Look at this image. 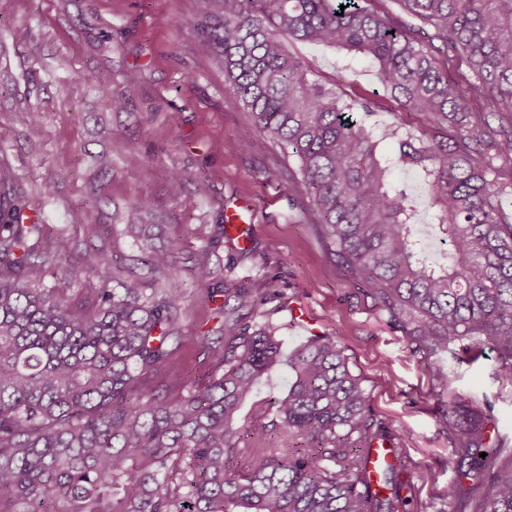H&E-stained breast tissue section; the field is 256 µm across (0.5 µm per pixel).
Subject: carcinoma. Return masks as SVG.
I'll list each match as a JSON object with an SVG mask.
<instances>
[{
	"mask_svg": "<svg viewBox=\"0 0 512 512\" xmlns=\"http://www.w3.org/2000/svg\"><path fill=\"white\" fill-rule=\"evenodd\" d=\"M210 0L198 23L217 55L225 88L256 127L297 161L313 201L303 221L335 246L344 279L405 334L411 352L438 364L489 345L512 380V215L501 198L512 182V0ZM345 9H340V6ZM360 54L417 133L390 156L392 124L372 123L374 99L356 105L308 76L284 38ZM438 130L443 139L428 138ZM401 167L427 189L433 223L448 240L431 263L417 231L418 204L391 182ZM0 173V512H403L406 464L389 421L377 415L363 378L335 336H317L288 356L287 395L239 412L282 359L280 342L256 321L264 298L224 278L208 289L224 318V346L207 383L175 374L170 396L145 379L168 361L180 290L172 255L142 246L151 284L116 256L94 250L49 287L30 278L45 225ZM96 280L92 305L70 300ZM447 467L461 482L459 512H512V447L449 408ZM280 437L271 446L270 432ZM390 461L368 469L374 445ZM485 452L487 456L479 457Z\"/></svg>",
	"mask_w": 512,
	"mask_h": 512,
	"instance_id": "1",
	"label": "carcinoma"
}]
</instances>
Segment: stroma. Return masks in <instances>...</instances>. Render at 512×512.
Masks as SVG:
<instances>
[{"label": "stroma", "instance_id": "obj_1", "mask_svg": "<svg viewBox=\"0 0 512 512\" xmlns=\"http://www.w3.org/2000/svg\"><path fill=\"white\" fill-rule=\"evenodd\" d=\"M207 9V0H0V171L46 226L32 273L52 285L70 265L89 263L95 246L141 258L121 216L150 200L161 227L152 244L175 262L179 330L212 340L175 349L158 379L176 372L205 383L222 348L220 321L197 276L208 262L217 276L244 279L265 296L262 319L283 353L314 332L340 338L405 453L410 512H454L447 490L457 475L444 465L451 434L438 410L479 403L488 431L511 441L512 382L499 376L487 348L472 362L444 359L456 379L448 391L436 388L430 363L342 278L332 245L302 220L312 201L292 178L287 150L255 127L225 89L219 62L202 50L195 28ZM288 49L310 77L344 73L337 91L345 99L376 98V121L396 124L403 135L419 128L369 61L307 42L289 41ZM115 98L124 110H112ZM32 111L39 124H30ZM235 140L247 149L225 150ZM133 151L134 166L127 161ZM175 173L184 184L174 197L168 181ZM241 201L259 210L245 256L219 233L225 208ZM91 224L98 230L92 240Z\"/></svg>", "mask_w": 512, "mask_h": 512}]
</instances>
